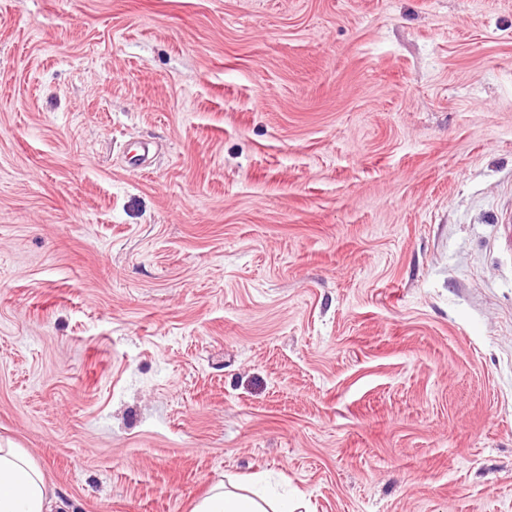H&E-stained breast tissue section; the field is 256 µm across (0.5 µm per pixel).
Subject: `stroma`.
<instances>
[{
    "mask_svg": "<svg viewBox=\"0 0 512 512\" xmlns=\"http://www.w3.org/2000/svg\"><path fill=\"white\" fill-rule=\"evenodd\" d=\"M0 440L62 512H512V0H0ZM299 505L270 491L238 492L224 482L214 486L194 512H296Z\"/></svg>",
    "mask_w": 512,
    "mask_h": 512,
    "instance_id": "1",
    "label": "stroma"
}]
</instances>
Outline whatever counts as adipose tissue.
<instances>
[{
  "label": "adipose tissue",
  "mask_w": 512,
  "mask_h": 512,
  "mask_svg": "<svg viewBox=\"0 0 512 512\" xmlns=\"http://www.w3.org/2000/svg\"><path fill=\"white\" fill-rule=\"evenodd\" d=\"M59 500L41 468L21 449L0 445V512H56ZM195 512H297L270 491L238 492L217 484Z\"/></svg>",
  "instance_id": "1"
}]
</instances>
